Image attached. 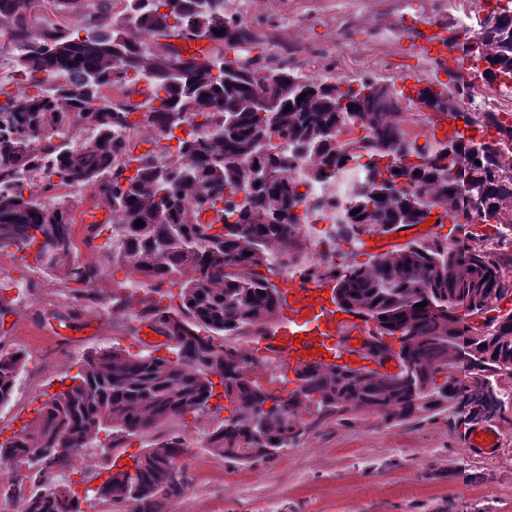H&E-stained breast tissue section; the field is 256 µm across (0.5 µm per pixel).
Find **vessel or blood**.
Returning a JSON list of instances; mask_svg holds the SVG:
<instances>
[{"label": "vessel or blood", "mask_w": 512, "mask_h": 512, "mask_svg": "<svg viewBox=\"0 0 512 512\" xmlns=\"http://www.w3.org/2000/svg\"><path fill=\"white\" fill-rule=\"evenodd\" d=\"M413 50L420 56L440 61L448 59V37L443 25L423 18L415 19ZM336 281L330 277L300 275L282 283L280 326L272 336L262 339L255 350L262 359L296 368L302 364L331 367L343 364L383 374L399 369L397 356L366 355V337L360 322L339 311L335 300ZM503 435L494 422L470 424L467 430L471 453L482 456L496 448Z\"/></svg>", "instance_id": "obj_1"}]
</instances>
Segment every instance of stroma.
I'll return each instance as SVG.
<instances>
[{
    "label": "stroma",
    "instance_id": "1",
    "mask_svg": "<svg viewBox=\"0 0 512 512\" xmlns=\"http://www.w3.org/2000/svg\"><path fill=\"white\" fill-rule=\"evenodd\" d=\"M245 19L258 23L269 38L267 50L283 54L298 41L307 49L293 66L309 76L350 81L365 77L402 82L420 62L406 52L412 31L404 17L384 0H232ZM355 17L376 37L363 46L339 50L331 45L336 19ZM74 235L80 239L82 264L101 270L92 297L64 288L32 259L14 249L0 251V274L19 275L4 296L7 342L25 351L27 364L11 400L0 405V442L32 420L36 409L69 380L87 358L112 348L131 352H166V344L141 340L140 321L126 308V296L139 307L154 295L146 285L114 269L111 246L86 245L84 210L97 208L105 224L117 223L93 186L69 192ZM225 416L207 409L193 421H177L121 440L114 456L128 458L156 437L184 440L178 458L188 488L170 503V512H512V407L502 424L499 448L477 457L466 446L463 412L430 421L386 427L375 417L352 423L328 420L311 429L293 447L254 465L211 454L203 442ZM474 483L480 494L460 496L453 489Z\"/></svg>",
    "mask_w": 512,
    "mask_h": 512
}]
</instances>
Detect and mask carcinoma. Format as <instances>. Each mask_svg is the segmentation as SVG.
I'll use <instances>...</instances> for the list:
<instances>
[{"label": "carcinoma", "mask_w": 512, "mask_h": 512, "mask_svg": "<svg viewBox=\"0 0 512 512\" xmlns=\"http://www.w3.org/2000/svg\"><path fill=\"white\" fill-rule=\"evenodd\" d=\"M0 38L13 47V70L31 77L23 97L7 89L13 75L0 80V251L14 247L62 285L93 292L101 271L75 254L65 195L52 205L39 196L97 187L119 216L112 235L117 270L152 281L159 295L137 316L170 341L168 357L99 352L0 442L1 459L28 465L38 449L58 448L40 471L66 467L74 449L89 447L102 431L134 436L205 410L218 386L229 416L204 447L249 464L328 419L363 415L402 425L452 413L460 396L472 422L504 414L512 309L503 304L512 298V253L489 251L474 234L459 249L435 236L367 263L305 267L312 276L335 277L336 304L374 322L378 335L399 331L409 339L417 369L408 379L302 365L295 388L282 381L287 407L268 414L263 406L275 391L241 375L252 356L225 339L269 334L281 303L270 277L299 264L310 245L340 240L354 248L366 234L422 224L438 207L440 225L461 216L496 236L512 232V121L496 112L464 115L455 93L432 86L411 98L394 83L366 79L354 91L350 81L339 86L274 66L267 39L231 0H0ZM162 39L165 54L157 55ZM177 40L207 44L185 60ZM448 48L482 65L486 85L508 87L512 0ZM133 92L143 100L131 101ZM412 103L461 116L484 136L420 146L403 125H428L433 116L408 110ZM78 128L86 133L80 144L70 138ZM138 138L152 148L135 154ZM349 164L364 175L338 218L336 194L312 201L311 192ZM319 220L332 221L328 237L302 234ZM164 297L171 303L160 302ZM24 358L0 340V405ZM300 409L312 420L299 418ZM182 446L179 437L155 442L131 457V470L108 455L109 477L84 494L114 507L136 499L139 512H166L167 501L187 487L172 455ZM14 500L20 512H84L70 484L42 490L36 481Z\"/></svg>", "instance_id": "carcinoma-1"}]
</instances>
